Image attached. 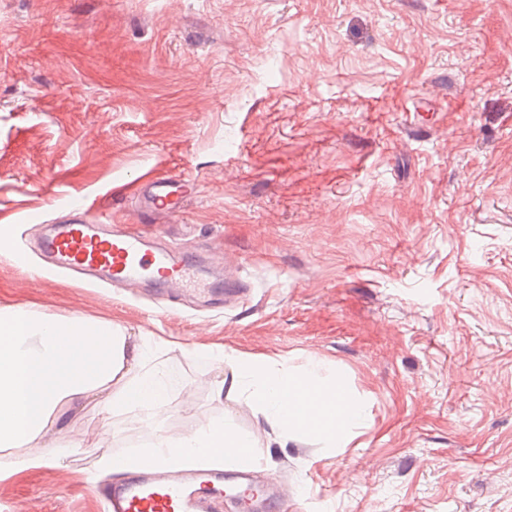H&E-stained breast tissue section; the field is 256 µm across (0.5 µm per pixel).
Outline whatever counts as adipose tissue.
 Wrapping results in <instances>:
<instances>
[{
	"label": "adipose tissue",
	"mask_w": 512,
	"mask_h": 512,
	"mask_svg": "<svg viewBox=\"0 0 512 512\" xmlns=\"http://www.w3.org/2000/svg\"><path fill=\"white\" fill-rule=\"evenodd\" d=\"M185 348L159 336H130L125 327L81 316H51L31 307L0 308V479L61 462L56 436L71 410L93 405L102 420L84 433L80 448H96L112 436L106 423L131 410L152 423L143 463L218 462L237 450L262 447L258 434H242L211 420L172 437L164 426L170 397L166 361ZM231 368L230 389L245 394L281 443L303 435L326 448L343 444L367 419V404L351 395L344 374L322 376V361L297 366L268 356L215 351ZM42 453H35V446Z\"/></svg>",
	"instance_id": "1"
}]
</instances>
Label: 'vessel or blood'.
Segmentation results:
<instances>
[{
    "mask_svg": "<svg viewBox=\"0 0 512 512\" xmlns=\"http://www.w3.org/2000/svg\"><path fill=\"white\" fill-rule=\"evenodd\" d=\"M186 195L185 182L156 177L146 187L144 204L154 213L173 212ZM104 210L98 200L67 207L40 242L43 256L59 268L114 286L147 282L180 287L209 300L217 296V289L201 278L192 257L152 248L131 234L102 232L88 215ZM113 462L121 469L119 478L96 488L105 512H209L212 502L230 492L237 493L247 512L255 503L271 505L281 500L274 484L254 480L253 463L244 451L235 461L213 469L138 467L125 456L114 457Z\"/></svg>",
    "mask_w": 512,
    "mask_h": 512,
    "instance_id": "obj_1",
    "label": "vessel or blood"
}]
</instances>
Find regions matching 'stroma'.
Wrapping results in <instances>:
<instances>
[{"instance_id": "stroma-1", "label": "stroma", "mask_w": 512, "mask_h": 512, "mask_svg": "<svg viewBox=\"0 0 512 512\" xmlns=\"http://www.w3.org/2000/svg\"><path fill=\"white\" fill-rule=\"evenodd\" d=\"M193 191L146 214L132 181ZM196 256L242 292L97 288L37 244L65 204ZM178 340L165 427L259 421L202 347L340 367L345 448L258 449L269 512H512V0H0V307ZM80 458L0 480L8 512H101L138 453L113 417Z\"/></svg>"}]
</instances>
